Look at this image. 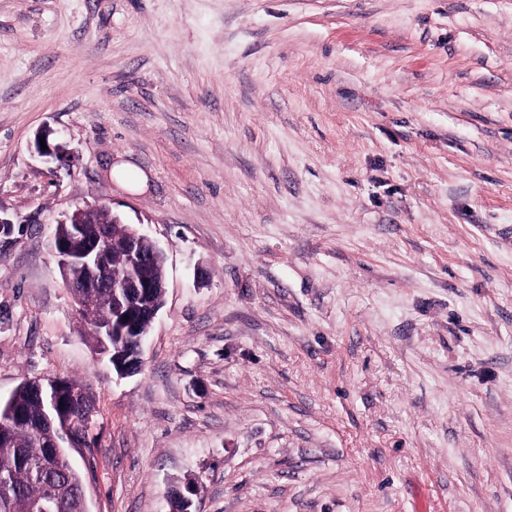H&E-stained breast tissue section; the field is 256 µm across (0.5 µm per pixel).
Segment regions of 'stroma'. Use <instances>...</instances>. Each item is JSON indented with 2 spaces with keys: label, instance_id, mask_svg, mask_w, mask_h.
<instances>
[{
  "label": "stroma",
  "instance_id": "1",
  "mask_svg": "<svg viewBox=\"0 0 512 512\" xmlns=\"http://www.w3.org/2000/svg\"><path fill=\"white\" fill-rule=\"evenodd\" d=\"M87 205L166 254L124 378ZM0 216V399L82 381L89 512H512V0H0ZM106 208V209H103ZM111 210L106 206L78 207L56 220V226H64V234L56 229L53 238V254L57 260L65 287L72 296L79 295L83 288H98L94 295V310L99 319L105 320L112 314V293L117 301L137 297L149 306L151 323L163 306L154 300V288L157 289L156 299L161 298L159 288L165 295V278L155 279L151 276V268L165 263L162 248L140 227L124 224L120 217L112 215L110 224L109 249L112 252V279L121 280L125 275L123 262L122 225L126 232V249L129 257V273L122 283H114L107 275L109 268V250L97 242H90L83 235L82 225L90 236L97 233V226L105 224L100 221V214ZM113 233V240H112ZM113 288V289H112ZM119 289V291H118ZM113 298V304H114ZM93 328V333L96 336V341L99 343L98 336H102V347L99 349L101 355H104L112 363V369L115 373L123 378L137 372L141 365L143 346L146 339L140 337L128 341L126 336H143L136 334V327L126 318L119 320L112 319V327L97 320L95 316H88L84 319ZM103 336H121L122 342H115L109 344Z\"/></svg>",
  "mask_w": 512,
  "mask_h": 512
}]
</instances>
